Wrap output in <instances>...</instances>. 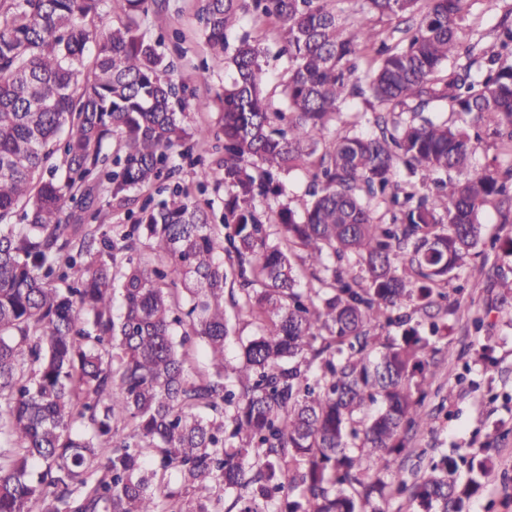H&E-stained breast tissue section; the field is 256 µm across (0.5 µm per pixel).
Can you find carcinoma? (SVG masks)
<instances>
[{"instance_id": "1", "label": "carcinoma", "mask_w": 512, "mask_h": 512, "mask_svg": "<svg viewBox=\"0 0 512 512\" xmlns=\"http://www.w3.org/2000/svg\"><path fill=\"white\" fill-rule=\"evenodd\" d=\"M470 2L360 0L354 17L336 0H202L210 50L233 49L212 224L179 186L139 203L178 172L189 112L142 28L149 0H0V512H186L151 489L169 471L192 512H383L402 494L463 512L479 482L458 489L454 459L412 481L396 461L427 426L435 318L461 310L444 287L479 214L512 220V7L485 47L459 35ZM247 13L277 25L283 110L259 40L237 32ZM377 17L398 19L397 43ZM480 129L506 159L472 174ZM293 170L309 206L269 215L259 201ZM105 205L134 223L100 230ZM229 307L257 323L236 364ZM194 339L211 364L192 377Z\"/></svg>"}]
</instances>
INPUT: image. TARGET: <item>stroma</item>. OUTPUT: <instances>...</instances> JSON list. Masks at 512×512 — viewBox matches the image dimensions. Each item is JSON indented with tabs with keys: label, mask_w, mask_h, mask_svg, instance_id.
<instances>
[{
	"label": "stroma",
	"mask_w": 512,
	"mask_h": 512,
	"mask_svg": "<svg viewBox=\"0 0 512 512\" xmlns=\"http://www.w3.org/2000/svg\"><path fill=\"white\" fill-rule=\"evenodd\" d=\"M199 0H158L143 25L148 36L164 35L163 51L175 63L174 82L183 87L189 103L191 126H216L217 109H196L198 100L211 98L229 81L227 59L214 56L195 14ZM265 53L261 64L269 81L264 91L272 109L284 108L279 77L286 61L276 55V31H259ZM219 154L212 144L195 146L181 160L177 183L198 200L211 204V223L224 212V187L208 181L198 187L200 164L211 165ZM479 220L482 241L459 278L449 281L448 296L465 306V317L448 315L449 351L436 354L435 392L425 401L427 428L413 432L400 460L406 470L425 471L430 459L447 455L458 459L459 480L467 482L469 466L487 462L489 470L467 504V512H512V295L502 296L497 281L512 278V223H502L494 207H486Z\"/></svg>",
	"instance_id": "1"
}]
</instances>
